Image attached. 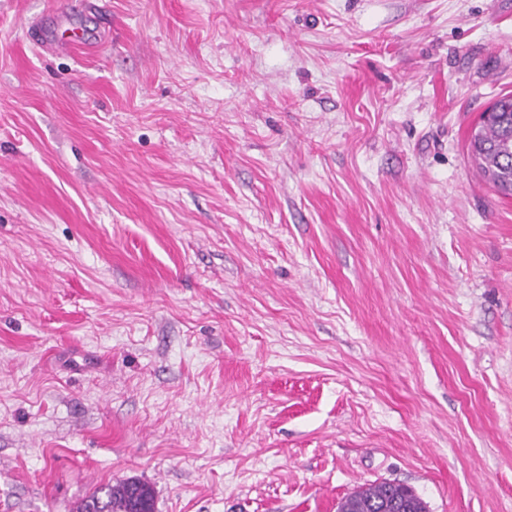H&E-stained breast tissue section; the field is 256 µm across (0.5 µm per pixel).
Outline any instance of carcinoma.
<instances>
[{"mask_svg": "<svg viewBox=\"0 0 512 512\" xmlns=\"http://www.w3.org/2000/svg\"><path fill=\"white\" fill-rule=\"evenodd\" d=\"M492 115L479 124L470 139L472 157L483 177L501 194L512 195V94L506 93L489 108ZM398 500L408 512H426L424 502L411 488L382 481L348 496L342 512H376L373 506ZM80 512H155L154 494L145 483L130 479L106 486L86 499Z\"/></svg>", "mask_w": 512, "mask_h": 512, "instance_id": "carcinoma-1", "label": "carcinoma"}]
</instances>
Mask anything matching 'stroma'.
I'll return each mask as SVG.
<instances>
[{"mask_svg":"<svg viewBox=\"0 0 512 512\" xmlns=\"http://www.w3.org/2000/svg\"><path fill=\"white\" fill-rule=\"evenodd\" d=\"M0 0V512H512V0ZM485 118L474 135L471 134L472 157L483 177L501 194L511 196L512 94L500 95L481 115V119ZM79 511L155 512L154 494L145 483L130 479L116 486L101 488L82 503ZM399 500L406 505V512H426L424 502L411 488L397 482L382 481L372 486L355 491L340 506V512H376L372 507L378 502ZM346 508H354L355 511Z\"/></svg>","mask_w":512,"mask_h":512,"instance_id":"stroma-1","label":"stroma"}]
</instances>
